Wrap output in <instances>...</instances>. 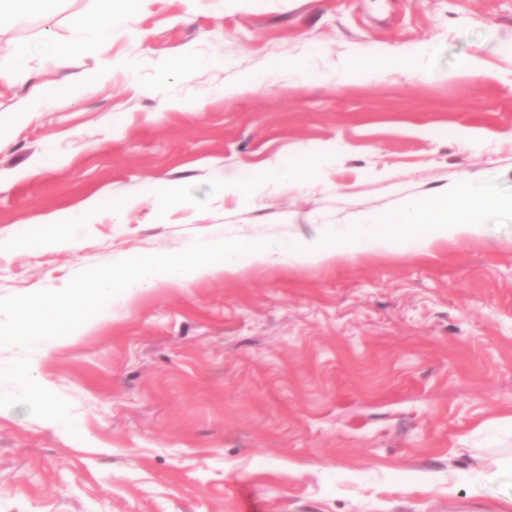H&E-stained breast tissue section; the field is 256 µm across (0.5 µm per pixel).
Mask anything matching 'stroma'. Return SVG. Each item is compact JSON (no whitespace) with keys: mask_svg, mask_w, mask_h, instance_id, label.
Returning <instances> with one entry per match:
<instances>
[{"mask_svg":"<svg viewBox=\"0 0 512 512\" xmlns=\"http://www.w3.org/2000/svg\"><path fill=\"white\" fill-rule=\"evenodd\" d=\"M97 8L0 25L4 61L47 28L65 46L0 85V299L197 240L322 237L465 177L512 188V0H141L93 60L67 45ZM414 48L424 75L343 78ZM249 76L264 82L237 92ZM39 82L65 92L19 114ZM324 146L315 188L271 184L252 208L217 193L219 169ZM96 194L78 248L32 246ZM28 361L37 378L0 401V512H502L512 437L488 422L512 415V224L424 255L161 285L47 352L0 350V385ZM45 390L75 428L44 421Z\"/></svg>","mask_w":512,"mask_h":512,"instance_id":"stroma-1","label":"stroma"}]
</instances>
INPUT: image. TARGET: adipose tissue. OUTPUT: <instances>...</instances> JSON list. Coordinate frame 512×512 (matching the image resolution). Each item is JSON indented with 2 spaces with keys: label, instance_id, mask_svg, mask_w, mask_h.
<instances>
[{
  "label": "adipose tissue",
  "instance_id": "1",
  "mask_svg": "<svg viewBox=\"0 0 512 512\" xmlns=\"http://www.w3.org/2000/svg\"><path fill=\"white\" fill-rule=\"evenodd\" d=\"M97 11L81 14L71 20V26L79 34L76 47L88 57H96L101 47L112 37L117 25L133 23L139 0H99ZM333 148L320 150L301 148L297 161L289 166H274L264 171L243 177L237 173H222L217 184L222 192L233 195L240 205L254 206L263 185L272 182L291 183L302 186L313 182L323 166L329 163ZM100 212L98 196H91L77 208L57 212L47 217V230L39 238V245L76 246L82 229L95 223Z\"/></svg>",
  "mask_w": 512,
  "mask_h": 512
}]
</instances>
